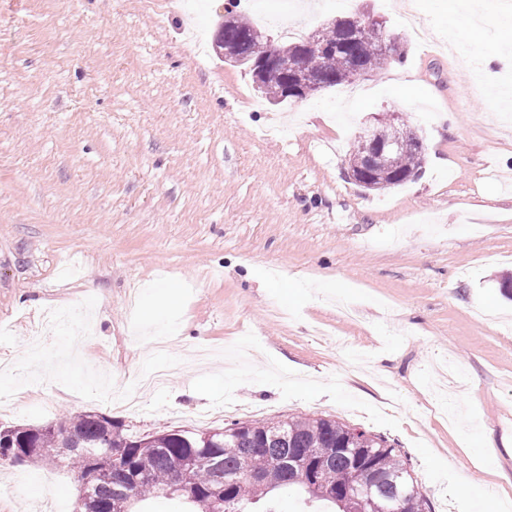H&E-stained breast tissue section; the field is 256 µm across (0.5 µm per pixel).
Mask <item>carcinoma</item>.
I'll list each match as a JSON object with an SVG mask.
<instances>
[{"label": "carcinoma", "mask_w": 512, "mask_h": 512, "mask_svg": "<svg viewBox=\"0 0 512 512\" xmlns=\"http://www.w3.org/2000/svg\"><path fill=\"white\" fill-rule=\"evenodd\" d=\"M332 52L323 62L319 82L334 88L350 76L373 72L385 58L363 30L352 33L329 26L323 29ZM265 31L245 18L235 17L224 39L240 47V55L253 66V83L259 92L277 102L288 81L300 70L305 40L282 41L288 53L269 63L270 47ZM394 137L412 147L390 158L385 169L358 186L371 191L384 179L401 186L421 176L425 151L414 147L421 135L410 126L378 122L371 137L357 140L352 159L366 154L372 144ZM6 429L14 446L0 445V464L12 463L13 447L30 449L27 460L64 465L79 472L87 456L109 448L119 451L112 461V486L103 487L73 512H135L137 503L150 496H180L199 512H257L261 501L281 488L295 487L311 501L332 506V512H381L395 501L400 512H431L396 448L378 435L360 432L367 456L381 481L371 497L363 500L347 493L352 479L353 454L340 443L353 428L336 420L308 415L266 423H233L224 428L192 432L170 430L133 436L112 417L95 411L69 414L42 426L15 425ZM189 479H181L183 472ZM262 474L251 481L245 475Z\"/></svg>", "instance_id": "1"}]
</instances>
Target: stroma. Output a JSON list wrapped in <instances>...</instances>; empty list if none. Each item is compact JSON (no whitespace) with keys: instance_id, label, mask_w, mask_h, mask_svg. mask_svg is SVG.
Returning a JSON list of instances; mask_svg holds the SVG:
<instances>
[{"instance_id":"1","label":"stroma","mask_w":512,"mask_h":512,"mask_svg":"<svg viewBox=\"0 0 512 512\" xmlns=\"http://www.w3.org/2000/svg\"><path fill=\"white\" fill-rule=\"evenodd\" d=\"M290 2L234 10L374 18L406 56L273 106L213 49L228 0H0V426L322 416L385 437L431 512H512V116L429 10L418 37L398 0ZM390 112L424 173L370 192L348 158ZM199 348L140 412L105 406ZM48 497L72 512L76 472L0 467V512Z\"/></svg>"}]
</instances>
